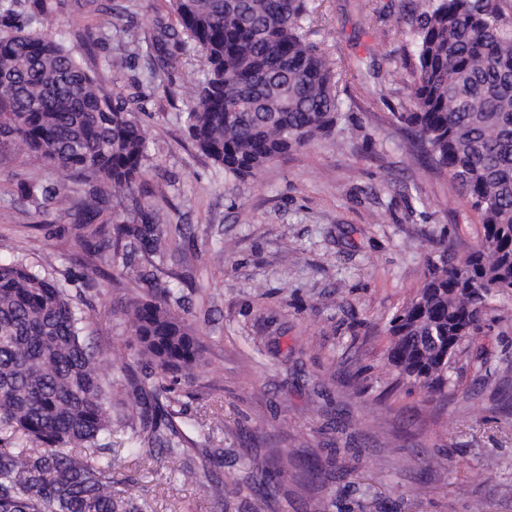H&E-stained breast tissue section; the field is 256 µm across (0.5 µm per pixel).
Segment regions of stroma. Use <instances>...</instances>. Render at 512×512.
Returning <instances> with one entry per match:
<instances>
[{"label": "stroma", "mask_w": 512, "mask_h": 512, "mask_svg": "<svg viewBox=\"0 0 512 512\" xmlns=\"http://www.w3.org/2000/svg\"><path fill=\"white\" fill-rule=\"evenodd\" d=\"M116 31L85 45L92 69L131 41L171 65L164 86L144 58L117 70V88L139 95L154 167L172 175L167 224H182V252L159 275L183 295L204 345L181 376L177 427L220 416L209 466L224 505L205 489L145 465L128 470L155 512H512V319L469 343L445 399L397 382L387 367L391 315L421 285L441 234L468 250L480 230L446 173L407 148L392 119L406 102L412 45L407 0H315L308 39L335 65L341 119L332 136L288 152L256 177L228 185L223 168L188 137L183 91L204 57L194 42L159 33L174 25L168 0H112ZM0 142V261L25 259L69 279L93 300L87 341L104 359L132 362L121 302L147 286L122 278L109 254L84 246L91 227L59 206L41 211L13 191L45 179ZM288 448L287 473L251 489L256 465ZM324 470L310 477L305 462Z\"/></svg>", "instance_id": "1"}]
</instances>
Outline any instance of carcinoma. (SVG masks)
<instances>
[{
	"mask_svg": "<svg viewBox=\"0 0 512 512\" xmlns=\"http://www.w3.org/2000/svg\"><path fill=\"white\" fill-rule=\"evenodd\" d=\"M177 24L205 57L186 94L195 145L236 179L336 127L332 63L308 41L311 0H170ZM506 0H417L407 106L392 117L412 152L448 172L458 198L480 217L474 245L437 260L416 295L390 319L387 361L397 375L443 397L464 343L482 333L493 298L512 291V16ZM112 29L117 15L76 0ZM52 0H0V139L48 179L18 184L39 205L66 204L83 223L112 225L119 273L157 283L174 258L181 224H162L142 197L148 144L135 97L116 91L114 61L89 70L49 31ZM94 31V32H96ZM93 31L85 38L93 40ZM80 182L83 193H67ZM111 196L128 215L106 212ZM142 252L158 263L142 266ZM140 371H100L88 346L86 310L58 280L25 262L0 263V512H154L148 498L115 489V474L145 460L175 479L205 485L224 506V483L190 459L170 402L178 374L202 360L203 343L176 289H150L123 306ZM124 387L119 423L132 447H112V386Z\"/></svg>",
	"mask_w": 512,
	"mask_h": 512,
	"instance_id": "cac0c4a2",
	"label": "carcinoma"
}]
</instances>
